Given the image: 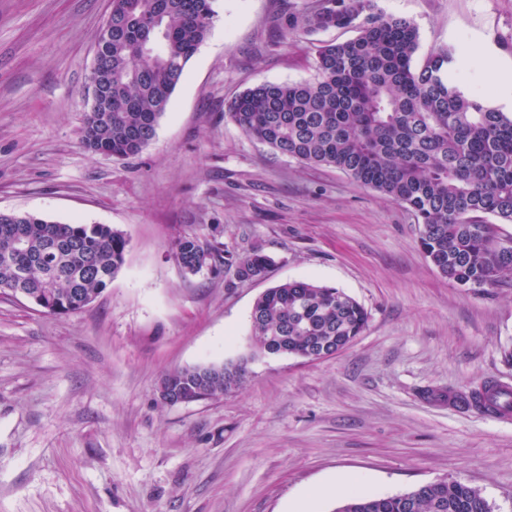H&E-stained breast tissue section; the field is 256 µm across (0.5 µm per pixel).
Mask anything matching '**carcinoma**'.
Instances as JSON below:
<instances>
[{"label": "carcinoma", "mask_w": 512, "mask_h": 512, "mask_svg": "<svg viewBox=\"0 0 512 512\" xmlns=\"http://www.w3.org/2000/svg\"><path fill=\"white\" fill-rule=\"evenodd\" d=\"M211 0H112V48L101 67L112 77L109 120L87 123L83 144L116 157L138 154L154 138L188 61L208 35ZM352 28L356 36L316 46L315 75L266 82L232 99L226 115L250 138L305 164L336 168L405 206L421 224L420 246L437 272L467 288L496 286L512 274V116L451 84L454 54L442 50L412 65L418 29L386 15L374 0H315L288 17L287 29L314 35ZM128 240L109 224H61L0 214V290L18 288L50 314L93 301L121 270ZM237 270L267 277L259 250L232 252L196 235L172 244L177 263L197 274ZM365 308L344 291L288 281L254 302L253 355L302 359L340 351L359 336ZM247 360L186 367L164 380L198 401L238 388ZM484 413H512V389L485 381L462 397ZM336 512H493L460 481L421 485L390 496L351 495Z\"/></svg>", "instance_id": "cac0c4a2"}]
</instances>
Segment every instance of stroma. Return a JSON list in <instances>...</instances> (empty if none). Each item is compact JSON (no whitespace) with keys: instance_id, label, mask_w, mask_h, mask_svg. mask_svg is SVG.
Listing matches in <instances>:
<instances>
[{"instance_id":"1","label":"stroma","mask_w":512,"mask_h":512,"mask_svg":"<svg viewBox=\"0 0 512 512\" xmlns=\"http://www.w3.org/2000/svg\"><path fill=\"white\" fill-rule=\"evenodd\" d=\"M309 0H213L154 138L129 157L82 142L109 0H0V212L109 224L129 244L120 272L81 311L50 315L0 293V512H334L346 472L359 494L457 480L512 512V421L449 405L492 379L512 387V275L462 288L423 254L403 206L341 171L276 154L225 111L262 82L314 75L315 47L351 29L287 33ZM419 31L414 65L446 49L453 79L486 98L512 60V0H377ZM194 234L271 256L268 279L181 270ZM344 290L368 323L336 355L252 356L266 289ZM247 359L236 390L169 405V372Z\"/></svg>"}]
</instances>
